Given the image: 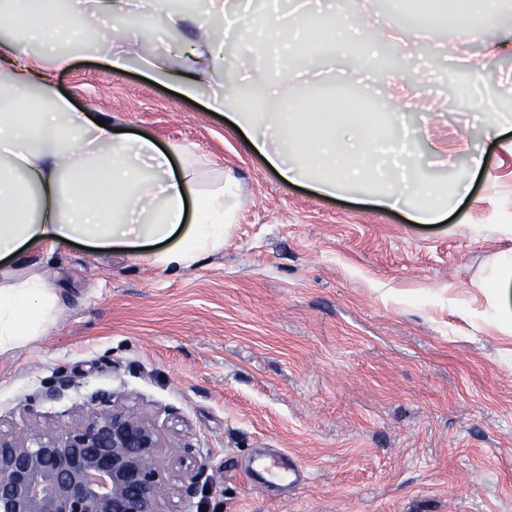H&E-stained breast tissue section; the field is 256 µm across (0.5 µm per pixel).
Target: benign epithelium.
Returning a JSON list of instances; mask_svg holds the SVG:
<instances>
[{
    "mask_svg": "<svg viewBox=\"0 0 512 512\" xmlns=\"http://www.w3.org/2000/svg\"><path fill=\"white\" fill-rule=\"evenodd\" d=\"M164 447L148 416L97 393L61 426L0 436V512H163L162 501L195 496L205 477L187 451L182 485L167 486Z\"/></svg>",
    "mask_w": 512,
    "mask_h": 512,
    "instance_id": "benign-epithelium-1",
    "label": "benign epithelium"
}]
</instances>
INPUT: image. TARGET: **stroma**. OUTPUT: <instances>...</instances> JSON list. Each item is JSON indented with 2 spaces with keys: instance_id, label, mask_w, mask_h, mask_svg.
<instances>
[{
  "instance_id": "stroma-1",
  "label": "stroma",
  "mask_w": 512,
  "mask_h": 512,
  "mask_svg": "<svg viewBox=\"0 0 512 512\" xmlns=\"http://www.w3.org/2000/svg\"><path fill=\"white\" fill-rule=\"evenodd\" d=\"M374 14L365 39L392 66L362 70L346 52L333 83L365 93L359 109L394 111L398 84L418 72L408 124L426 128L416 168L429 181L468 180L437 224L369 205L359 192L324 196L284 183L223 113L208 109L222 77L255 65L235 41L223 73L189 100L144 67L189 30L108 18L112 39L75 51L54 83L76 110L112 118L159 146L206 159L200 189L231 183L224 246L170 272L122 248L45 243L59 302L46 332L0 353V432L66 423L98 392L146 412L173 453L190 448L213 476L164 512H512V287L482 281L512 254V129L487 121L512 104V15L479 35L445 30L408 49L379 41L383 0H343ZM130 50L126 71L105 62ZM477 146L479 171L457 149ZM63 388L61 398L49 393ZM276 457L304 474L261 479Z\"/></svg>"
}]
</instances>
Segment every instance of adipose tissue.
Segmentation results:
<instances>
[{
    "label": "adipose tissue",
    "instance_id": "obj_1",
    "mask_svg": "<svg viewBox=\"0 0 512 512\" xmlns=\"http://www.w3.org/2000/svg\"><path fill=\"white\" fill-rule=\"evenodd\" d=\"M223 0H198L193 11L155 0L154 13L167 27L188 25L196 33L195 61H223L208 22L224 11ZM31 19L25 43L0 40V67L11 80L0 93V353L22 346L49 327L57 309L54 289L21 257L45 242H79L94 248L122 247L137 254L155 250L165 270L194 265L205 253L222 248L223 184L196 188L192 171L200 159L189 148L160 149L151 139L96 124L74 111L58 92L54 75L70 56L58 51L63 20L53 0H12L0 11V30ZM263 25L279 38L301 30L330 54L345 52L347 34L360 33L365 20L338 21L335 11L287 16L267 12ZM149 77L174 84L184 98H196L199 75L173 70L164 57L146 61ZM296 69L267 80L256 69V82H269L280 107L267 112H235L231 118L250 144L286 183L310 182L333 196L361 186L379 208L402 206L417 224H433L448 209L440 185L418 179L411 165L413 145L405 134L387 131L365 112H309L292 99L288 87ZM36 97L43 112H15L12 99Z\"/></svg>",
    "mask_w": 512,
    "mask_h": 512
}]
</instances>
